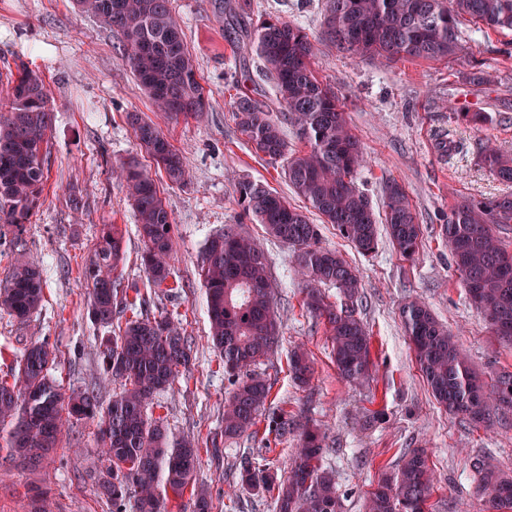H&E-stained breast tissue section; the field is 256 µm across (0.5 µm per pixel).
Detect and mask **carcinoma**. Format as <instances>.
<instances>
[{"label": "carcinoma", "instance_id": "1", "mask_svg": "<svg viewBox=\"0 0 512 512\" xmlns=\"http://www.w3.org/2000/svg\"><path fill=\"white\" fill-rule=\"evenodd\" d=\"M76 3L120 32L122 57L158 111L175 121L207 111L209 96L170 0ZM464 17L486 29L512 30V0H327L322 37L352 56L450 59L462 50L459 21ZM247 38L303 148H290L269 105L247 94L235 102L239 131L256 154L283 161L289 186L311 212L336 225L359 254L375 252L379 215L356 184L364 162L360 143L348 127L343 103L313 68L320 39L279 17L258 19ZM15 68L0 73V223L19 232L43 191L52 108L43 75L23 61ZM127 121L170 185L183 184L187 164L182 152L141 114L131 112ZM480 162L498 179L512 182V157L487 144ZM119 179L137 215L144 245L141 266L159 287L169 277L167 259L175 244L166 199L151 172L134 159L119 167ZM237 193L245 216L293 248L298 272L308 281L303 305L324 321L339 375L349 383L369 376L371 336L355 312L360 297L356 270L322 246L318 225L267 184L243 180ZM383 194L389 238L401 257L412 260L421 246L416 213L396 180L384 182ZM494 224H512V195L454 204L442 237L478 313L512 327V251L501 246ZM123 255L118 228L104 224L83 270L91 286L89 316L110 332L97 348L100 375L120 381L122 390L106 404L94 389L65 395L51 373L55 346L45 340L30 343L16 360L14 382L0 380V452L25 467H37L49 459L71 420L95 421L104 456L98 486L112 512H127L130 503L135 512H164L169 496L180 497L195 486L199 449L170 434L149 405L154 393L173 385L187 369L190 344L169 315L126 317L137 308L140 291L125 288L115 276ZM199 268L210 325L207 341L219 353L229 383L224 437L232 439L256 425L270 395L267 381L251 367L279 343L274 286L264 251L232 226L207 240ZM317 284L336 288L344 303L328 301ZM43 300L39 267L15 263L0 288V310L24 322ZM401 318L432 396L448 413L487 423L491 404L512 409V372L501 371L482 383L448 329L421 302L404 306ZM288 371L301 384L310 380L304 349L288 353ZM324 452L321 434L308 429L287 477L248 459L239 469V483L255 495L270 494L274 512H341L335 478L322 466ZM473 467L490 512H512V474L486 458ZM432 488L425 452L409 450L368 493L366 512H428Z\"/></svg>", "mask_w": 512, "mask_h": 512}]
</instances>
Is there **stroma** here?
Segmentation results:
<instances>
[{
  "mask_svg": "<svg viewBox=\"0 0 512 512\" xmlns=\"http://www.w3.org/2000/svg\"><path fill=\"white\" fill-rule=\"evenodd\" d=\"M171 2L210 97L209 112L179 123L157 111L141 90L122 59L120 33L101 27L75 0H0V72L16 59L28 62L42 73L54 109L39 203L22 235L9 229L0 235V283L17 260L36 261L45 302L22 323L0 312V377L14 370L15 356L25 345L46 340L58 348L55 374L65 390L93 386L105 402L118 390V383L98 372L100 331L87 315L89 287L82 275L100 225L114 224L124 236L118 274L147 295L142 314L173 315L191 338L192 361L170 388L153 395V414L175 435L198 444L195 487L211 495L216 512H272L270 496L240 487L239 464L252 457L287 476L300 428L309 423L326 434L322 464L336 478L342 512H366L368 492L412 448L425 449L434 473L429 512H486L476 493L473 462L486 455L512 471V410H492L486 427L439 408L400 312L411 300L424 301L448 326L481 379L512 371V342L494 335L471 306L440 236L457 200L512 193V184L499 182L478 160L488 142L512 155V31H484L464 22L463 50L440 61L387 63L350 57L328 42L318 46L317 76L336 91L363 147L360 190L380 212L382 182L396 179L422 230L420 252L408 261L387 237H380L375 254L364 257L333 225L321 227L323 246L340 252L361 277L357 314L372 336L374 368L371 379L354 386L337 374L325 325L302 306L305 283L292 266L290 248L245 218L238 204V183L247 178L266 183L296 208L305 206L281 163L255 154L236 126L234 101L241 93L266 101L275 114L284 112L239 25L227 22L238 0ZM247 2L253 15L278 16L313 35L321 29L325 0ZM476 67L486 76L483 83L468 79ZM130 112L153 122L186 158L183 185L168 187L163 173L155 175L174 224L168 281L182 288L176 298L154 292L140 265L136 216L115 175L130 159L150 163L126 122ZM460 112H485L490 121L473 127L457 120ZM74 190L81 206L71 201ZM228 224L255 238L269 256L280 345L255 371L271 385L261 422L284 413L294 421L283 436L265 430L224 436L228 382L219 354L207 341L198 263L207 239ZM297 345L307 350L314 367L303 387L288 373V352ZM375 412L382 418L373 423L369 417ZM101 466L95 422L72 421L50 464L30 470L0 459V512H32L42 492L52 512H112L98 495Z\"/></svg>",
  "mask_w": 512,
  "mask_h": 512,
  "instance_id": "1",
  "label": "stroma"
}]
</instances>
